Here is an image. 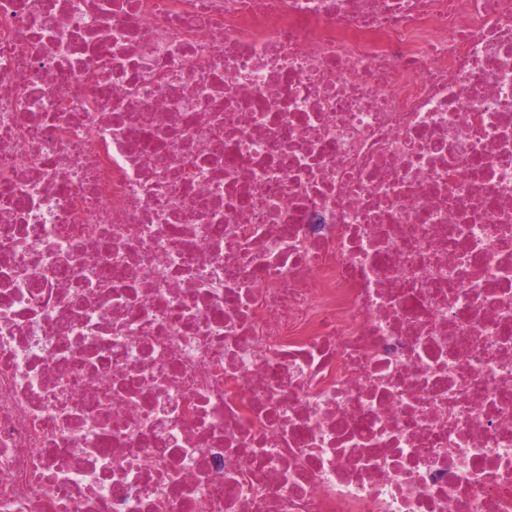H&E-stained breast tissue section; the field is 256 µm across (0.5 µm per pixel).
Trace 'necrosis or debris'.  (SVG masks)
Segmentation results:
<instances>
[{
	"instance_id": "4bbe7bcc",
	"label": "necrosis or debris",
	"mask_w": 512,
	"mask_h": 512,
	"mask_svg": "<svg viewBox=\"0 0 512 512\" xmlns=\"http://www.w3.org/2000/svg\"><path fill=\"white\" fill-rule=\"evenodd\" d=\"M0 512H512V0H0Z\"/></svg>"
}]
</instances>
